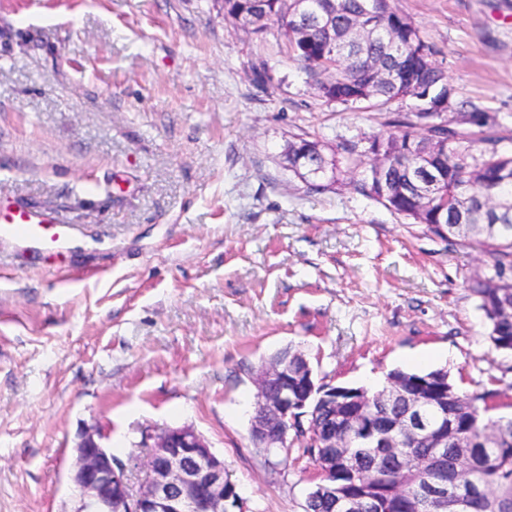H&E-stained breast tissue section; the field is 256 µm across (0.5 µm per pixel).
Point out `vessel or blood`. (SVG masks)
<instances>
[{"instance_id":"b4317fda","label":"vessel or blood","mask_w":512,"mask_h":512,"mask_svg":"<svg viewBox=\"0 0 512 512\" xmlns=\"http://www.w3.org/2000/svg\"><path fill=\"white\" fill-rule=\"evenodd\" d=\"M70 231V222L55 213L0 207V234L10 236L23 251L62 253L67 247Z\"/></svg>"}]
</instances>
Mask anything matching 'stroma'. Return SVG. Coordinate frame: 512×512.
<instances>
[{"instance_id": "35a3bbf8", "label": "stroma", "mask_w": 512, "mask_h": 512, "mask_svg": "<svg viewBox=\"0 0 512 512\" xmlns=\"http://www.w3.org/2000/svg\"><path fill=\"white\" fill-rule=\"evenodd\" d=\"M391 4L512 153V0ZM392 118L326 104L224 0H0V203L75 227L59 257L0 236V512H75L82 432L124 459L186 425L244 512H305L311 459L276 473L250 439L253 377L286 348L332 385L443 367L512 415L471 290L491 258L284 160L293 135L365 151Z\"/></svg>"}]
</instances>
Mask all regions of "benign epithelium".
<instances>
[{"instance_id":"obj_1","label":"benign epithelium","mask_w":512,"mask_h":512,"mask_svg":"<svg viewBox=\"0 0 512 512\" xmlns=\"http://www.w3.org/2000/svg\"><path fill=\"white\" fill-rule=\"evenodd\" d=\"M257 389L252 440L274 470L283 465L279 452L299 443L314 449L315 477L322 480L321 491L336 495V483L324 484L328 472L321 467L322 448H370L380 460L392 458L400 447L398 437H429L432 451L423 458L407 462L395 458L394 471L411 469L408 476L422 473L431 486L421 502L426 512H472L470 497L459 484L467 470L466 452L453 454V468H448V449L463 448L448 422V396L453 388L448 380L426 377L417 382L418 393L411 395L402 382L390 379L374 395L364 388L351 392L342 400L338 414L354 433V441L341 442L336 434L327 436L304 425L308 408L320 399L336 407L339 387L316 384L308 361L296 354L263 365L256 373ZM406 404L399 417L380 429L374 420L380 412L394 404ZM512 442V427L492 423L485 432L486 448H498ZM142 469L144 476L138 489L130 481L131 467ZM71 480L80 494L76 512H224L226 504L235 500V512H242V501L236 487L224 479V460L217 457L204 439L190 427L169 428L154 437L144 459L118 458L101 446L92 432L84 433L76 448Z\"/></svg>"}]
</instances>
